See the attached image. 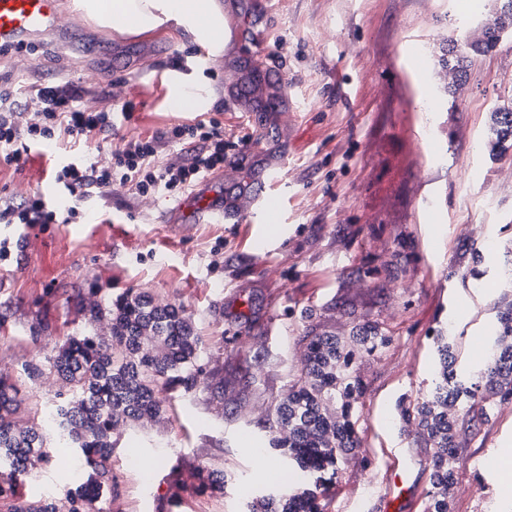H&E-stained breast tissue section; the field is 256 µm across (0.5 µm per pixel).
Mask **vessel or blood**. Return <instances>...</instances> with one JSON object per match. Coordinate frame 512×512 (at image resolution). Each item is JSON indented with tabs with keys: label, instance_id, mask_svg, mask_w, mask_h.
Wrapping results in <instances>:
<instances>
[{
	"label": "vessel or blood",
	"instance_id": "1",
	"mask_svg": "<svg viewBox=\"0 0 512 512\" xmlns=\"http://www.w3.org/2000/svg\"><path fill=\"white\" fill-rule=\"evenodd\" d=\"M60 0H0V47H17L52 38L60 46H74L84 35L78 23L64 21ZM252 27L239 9L237 0L224 5V51L229 55L243 54L251 42ZM280 164L266 167L256 178L251 194L254 212H261L264 200L276 185ZM240 208L224 195V181L219 177L202 178L187 198L171 208L169 223L188 221L202 223L211 219L228 220L238 217Z\"/></svg>",
	"mask_w": 512,
	"mask_h": 512
}]
</instances>
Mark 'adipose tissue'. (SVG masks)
I'll list each match as a JSON object with an SVG mask.
<instances>
[{
	"label": "adipose tissue",
	"mask_w": 512,
	"mask_h": 512,
	"mask_svg": "<svg viewBox=\"0 0 512 512\" xmlns=\"http://www.w3.org/2000/svg\"><path fill=\"white\" fill-rule=\"evenodd\" d=\"M79 8L100 24H123L144 32L166 22L175 24L213 50L224 45V14L217 0H77Z\"/></svg>",
	"instance_id": "1"
}]
</instances>
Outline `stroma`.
<instances>
[{
    "instance_id": "1",
    "label": "stroma",
    "mask_w": 512,
    "mask_h": 512,
    "mask_svg": "<svg viewBox=\"0 0 512 512\" xmlns=\"http://www.w3.org/2000/svg\"><path fill=\"white\" fill-rule=\"evenodd\" d=\"M256 24L249 58L198 53L192 35L165 25L141 33L106 31L77 50L51 39L0 53V77L23 88L32 71L57 81L97 83L87 105L132 102L117 135L142 137L192 120L170 105L171 81L206 86L211 76L267 68L280 100L248 112L233 99L208 106L234 142L224 163L229 190L248 196L252 177L284 161L266 203L267 223L250 216L210 224H169L174 199L133 200L123 189L85 206L75 224L35 229L0 224L10 260L0 262V370L12 377L64 337L87 331L79 289L105 297L128 289L184 306L202 338L203 361L223 387L170 393L168 421L120 427L112 490L103 512H241L239 485L170 496L196 468L242 475L252 490L288 491L253 455L267 439L274 399L295 374L304 336L349 332L376 322L392 336L382 354L358 363L357 405L364 446L342 466L327 512H381L386 474L396 469L407 493L403 512H425L428 449L417 447L397 414L400 398L426 393L435 353L430 338L455 336L459 369L473 363V340L497 330L494 295L470 287L458 256L480 247L489 279L506 269L512 248V160L491 161L482 144L492 107L512 94V37L475 60L468 83L449 97L439 63L448 37L465 38L459 19L483 22L492 0H241ZM155 62L138 71L144 50ZM108 60L100 79L94 58ZM184 66L174 69L176 58ZM53 145H30L19 168L0 169V195L38 192L57 200L55 165L77 159ZM49 325L40 340L33 326ZM512 440V409L460 439L453 512H512L489 466ZM152 463L143 481L131 454ZM71 471L36 468L18 497H61Z\"/></svg>"
}]
</instances>
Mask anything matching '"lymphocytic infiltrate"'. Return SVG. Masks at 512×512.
I'll list each match as a JSON object with an SVG mask.
<instances>
[{"instance_id":"lymphocytic-infiltrate-1","label":"lymphocytic infiltrate","mask_w":512,"mask_h":512,"mask_svg":"<svg viewBox=\"0 0 512 512\" xmlns=\"http://www.w3.org/2000/svg\"><path fill=\"white\" fill-rule=\"evenodd\" d=\"M92 88L32 75L24 97L0 83V164L20 166L23 143H84L91 156L61 166L56 180L70 205L66 222L80 219L84 203L112 188L133 198L181 195L206 174L223 169L228 142L217 119L174 123L147 138L115 137L113 109L91 110L83 101ZM57 212L36 192L0 197V224H53Z\"/></svg>"}]
</instances>
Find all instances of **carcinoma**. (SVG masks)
I'll return each instance as SVG.
<instances>
[{
  "instance_id": "cac0c4a2",
  "label": "carcinoma",
  "mask_w": 512,
  "mask_h": 512,
  "mask_svg": "<svg viewBox=\"0 0 512 512\" xmlns=\"http://www.w3.org/2000/svg\"><path fill=\"white\" fill-rule=\"evenodd\" d=\"M482 24L467 31L466 49L448 39L440 65L448 70L451 95L469 78L473 59L497 45L500 24L512 26V0H495ZM484 150L493 161L512 151V101L490 114ZM464 275L471 286H484L480 251L471 249ZM88 324L106 322V332L91 329L68 336L55 354L33 360L23 375L34 382L55 374L65 390L40 412L39 421L19 415L17 383L0 374V507L6 512H59L57 501H18L17 488L31 474L32 462L51 463L63 448L85 478L64 492L67 512H96L97 502L112 488L113 434L120 426L164 414V390L194 393L209 386L214 373L201 364L202 340L190 315L176 304H158L143 292L128 290L115 299L90 288L79 295ZM498 335L487 359L465 375L457 370L453 337H432L438 356L427 394L403 398L397 410L414 422L416 437L430 449L432 470L426 492L427 512H451L450 499L458 464L457 437L464 425L485 421L498 400L512 398V298L497 304ZM392 337L377 324L351 328L346 336L321 333L306 345L300 368L275 399L267 424L270 449L302 471L306 480L289 493L268 492L251 498L243 512H326V498L340 466L362 447L353 421L362 394L355 356L379 354ZM199 489L222 490L232 481L223 471L196 470Z\"/></svg>"
}]
</instances>
